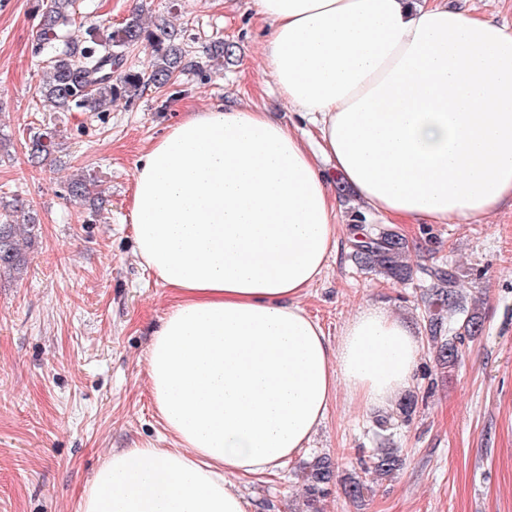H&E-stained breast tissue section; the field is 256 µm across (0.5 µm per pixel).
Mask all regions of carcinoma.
<instances>
[{
  "mask_svg": "<svg viewBox=\"0 0 512 512\" xmlns=\"http://www.w3.org/2000/svg\"><path fill=\"white\" fill-rule=\"evenodd\" d=\"M76 0H50L39 14L38 48L52 49L47 80L41 86L43 100L62 111L73 109L102 112L106 105L118 99L132 97L152 85L161 88L176 74L186 70V50L181 36L165 28L159 32L145 29L139 19L130 18L113 31L112 42L103 45L90 31L75 29L67 32L65 48L59 50L55 41L64 29L73 25ZM147 42L154 46L157 61L148 75L122 68L126 50ZM53 141L46 134L29 139L31 157L45 159L51 154ZM34 219L26 224L11 220L0 222V273L21 269L23 256L20 237L32 238ZM351 249L363 269L379 272L391 279L405 281L412 271L405 261L408 245L398 234L375 233L361 224L351 227ZM434 286L426 300L428 330L437 345L439 364L455 367L463 355L466 340L479 335L482 323L468 311L466 298L457 286L455 274L442 268L429 270ZM403 459L392 448H378L369 456L366 471L378 479L394 476L403 469ZM335 479L331 462L320 458L307 473L304 488L309 512H318L317 499L325 486Z\"/></svg>",
  "mask_w": 512,
  "mask_h": 512,
  "instance_id": "cac0c4a2",
  "label": "carcinoma"
}]
</instances>
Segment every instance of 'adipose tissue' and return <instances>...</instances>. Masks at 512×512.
Masks as SVG:
<instances>
[{
    "label": "adipose tissue",
    "mask_w": 512,
    "mask_h": 512,
    "mask_svg": "<svg viewBox=\"0 0 512 512\" xmlns=\"http://www.w3.org/2000/svg\"><path fill=\"white\" fill-rule=\"evenodd\" d=\"M298 135L226 104L188 112L138 160L136 255L172 304L148 385L170 448L109 453L79 512H248L233 478L306 448L338 394L375 411L409 387L420 335L367 302L337 343L302 300L337 248L332 164L412 224L512 207V29L441 0H254Z\"/></svg>",
    "instance_id": "1"
}]
</instances>
